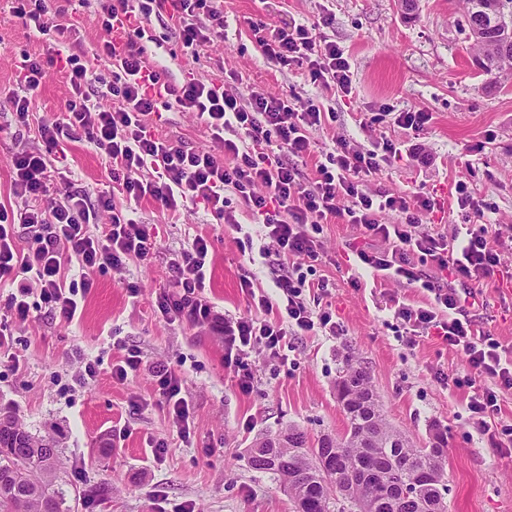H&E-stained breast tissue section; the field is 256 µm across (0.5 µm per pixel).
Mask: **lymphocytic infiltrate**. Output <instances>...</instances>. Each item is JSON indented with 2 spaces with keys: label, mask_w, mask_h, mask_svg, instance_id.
I'll return each instance as SVG.
<instances>
[{
  "label": "lymphocytic infiltrate",
  "mask_w": 512,
  "mask_h": 512,
  "mask_svg": "<svg viewBox=\"0 0 512 512\" xmlns=\"http://www.w3.org/2000/svg\"><path fill=\"white\" fill-rule=\"evenodd\" d=\"M222 3L104 0L101 26L109 37L96 55L112 68L106 78L81 63L79 43L73 38L76 27L56 23L51 0H18L13 12L29 34L53 35L54 43L47 53L24 56L19 76L23 90L7 93V100L19 119H26L34 110L46 64L61 60L69 66L70 92L62 115L40 124L43 149L11 156L10 192L18 205L13 210L0 207V283L12 286L8 305L16 321L28 320L33 296L50 314L73 321L83 295L94 285L92 272L122 270L130 260H147L155 249L146 227L116 210L109 192L92 197L79 190L61 201L50 197V155L62 152L65 142L82 139L104 155L111 182L133 199L152 198L172 215H179L187 204H201L231 224L235 217L229 197L237 195L252 222L261 227L260 253L273 247L286 256L318 261L322 244L314 231L332 217L359 225L368 235L387 242L383 251L358 250L361 264L382 277L421 284L435 295L434 306L428 308L393 300L394 315L405 326L407 346H414L421 333L432 329L449 348L464 355L470 367L467 377L452 380L440 372L436 378L471 389L468 408L478 430L500 455L511 457L512 422L501 416L500 393L512 389V346L480 328L468 311V296L421 280L412 262L418 255L448 275L481 281L500 264L487 226L467 230L453 249L444 238L415 235L414 227L431 209L429 199L377 198L363 190L380 167L378 153L354 151L346 142H338L317 166L311 182L288 164V157L310 154V133L327 119L313 99L291 102L258 94L244 101L213 82L171 81L150 63L141 40L152 17L166 16L185 46L202 48L224 37ZM251 29L267 61L285 68L306 67L312 83L331 82L342 93H350V65L342 50L317 40L311 27L255 22ZM106 92L114 98L108 109L97 103ZM161 106L193 113L208 129L216 150L193 149L151 131L148 118ZM387 210L402 214V221L381 223L379 216ZM105 212L111 215L110 223L102 234H92L91 225L99 223ZM23 231L35 242V250L19 247ZM209 247L207 239L197 237L177 254L170 265L173 290L158 298L157 308L164 318L206 324L222 332L224 361L236 367L242 392L253 390L252 377L243 366L245 350L263 347L277 354L285 349L288 336L339 331L330 312L315 314L305 305V279L300 275H284L275 283L282 293L284 319H267L273 303L263 294L257 297L256 314L230 317L216 312L201 297ZM156 375L173 423L180 434H188L190 412L181 378L165 368Z\"/></svg>",
  "instance_id": "f902f5d3"
}]
</instances>
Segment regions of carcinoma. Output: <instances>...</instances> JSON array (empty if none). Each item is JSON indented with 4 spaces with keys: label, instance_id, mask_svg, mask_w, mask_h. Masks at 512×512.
<instances>
[{
    "label": "carcinoma",
    "instance_id": "carcinoma-1",
    "mask_svg": "<svg viewBox=\"0 0 512 512\" xmlns=\"http://www.w3.org/2000/svg\"><path fill=\"white\" fill-rule=\"evenodd\" d=\"M512 30V19L484 31L485 40L471 45L472 52L484 55L483 72L499 74L512 70V57L499 59L491 46L503 32ZM353 385L342 405L347 430L341 437L324 435L312 444L294 427L272 438L276 447L265 449L267 458L257 462L247 455L249 466L279 475L288 495L301 512H420L402 492H412L427 474L437 476V485L428 489V512H447L440 486L444 485L448 448L444 433L437 429L427 448H417L401 431L385 419L370 376L362 367L346 362L336 384ZM334 452L335 466L319 467L324 449ZM59 449L26 431L18 418L0 414V512H69L66 494L57 484ZM376 468L388 474L385 483H361L356 472Z\"/></svg>",
    "mask_w": 512,
    "mask_h": 512
}]
</instances>
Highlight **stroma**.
I'll list each match as a JSON object with an SVG mask.
<instances>
[{
  "label": "stroma",
  "mask_w": 512,
  "mask_h": 512,
  "mask_svg": "<svg viewBox=\"0 0 512 512\" xmlns=\"http://www.w3.org/2000/svg\"><path fill=\"white\" fill-rule=\"evenodd\" d=\"M66 22L78 28L86 62H93L106 33L97 0H66ZM223 39L199 51L183 47L166 22L153 19L142 40L152 62L170 79L195 77L224 84L242 98L254 94L313 98L335 117L312 131L309 156L296 159L304 178L336 142L381 151L390 141L399 158L381 163L365 190L374 195L433 199L436 206L419 230L447 239L472 224L490 225L502 268L470 283L439 272L413 257L423 277L443 288H469L470 313L502 343L512 344V75L477 70L464 28V0H416L403 13L398 0H224ZM314 25L318 36L336 43L350 64L352 90L314 84L303 69L268 63L256 50L249 24ZM52 36L29 37L10 8L0 9V87L16 85L27 54L46 53ZM67 99V81L48 68L28 123H20L0 97V206L11 205L10 155L40 146V119L56 117ZM423 111L433 119L422 130L400 125L398 113ZM155 132L193 148L211 140L186 112L170 109L154 117ZM58 169L72 189H105V160L86 142L69 143ZM135 218L156 238L149 260L128 262L123 271L95 274L79 319L65 322L35 308L26 323L14 322L8 289L0 288V321L12 324L19 367L0 361V410L19 417L37 437H53L62 451V480L76 493L73 512H296L281 480L250 469L244 455L262 435L293 426L309 440L343 435L346 420L336 398L345 359L369 374L387 421L420 448L434 428L448 438L445 500L448 512H512V458L498 455L475 427L468 410L469 389L437 382L470 373L459 352L434 335L415 346L401 342V320L391 298L427 307L434 295L418 285L374 276L356 256L359 248L384 250L385 242L356 225L329 220L321 225L324 253L307 274L303 296L313 312H331L341 328L294 336L287 360L268 353L244 358L253 390L242 394L233 369L224 364V338L205 325L164 319L156 307L172 289V258L195 237L211 243L213 265L204 298L223 314L249 313L252 300L242 288L279 301L278 276L300 258L276 253L249 259L238 243L240 231L256 232L239 199L230 207L237 226L188 205L171 219L156 202L129 203ZM327 280L320 289L319 280ZM143 365L127 379L112 368L129 353ZM92 363L96 375L77 382L76 360ZM166 367L182 379L190 403V435L180 436L159 394L155 372Z\"/></svg>",
  "instance_id": "obj_1"
}]
</instances>
